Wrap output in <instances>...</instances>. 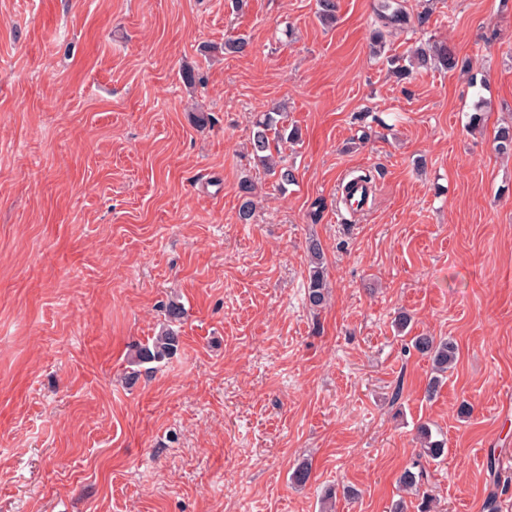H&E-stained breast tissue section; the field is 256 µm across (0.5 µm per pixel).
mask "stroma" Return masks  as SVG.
Here are the masks:
<instances>
[{
  "instance_id": "35a3bbf8",
  "label": "stroma",
  "mask_w": 512,
  "mask_h": 512,
  "mask_svg": "<svg viewBox=\"0 0 512 512\" xmlns=\"http://www.w3.org/2000/svg\"><path fill=\"white\" fill-rule=\"evenodd\" d=\"M398 2L379 58L374 0L329 27L316 0H0V512H321L347 485L335 512H389L421 422L444 512H512V0ZM427 40L466 67L398 83L385 57ZM275 108L303 134L284 190L250 154ZM171 298L181 350L128 384ZM422 333L458 346L432 397ZM240 206L238 210L239 220L249 223L255 209V186L249 181L242 182L239 187ZM310 257L308 302L312 309L322 308L327 301L325 288V261L320 241L312 239L309 242ZM417 433L420 443L419 457H425L429 461H438L448 454L447 442L444 439L433 440L432 432L428 426L421 424L417 428Z\"/></svg>"
}]
</instances>
